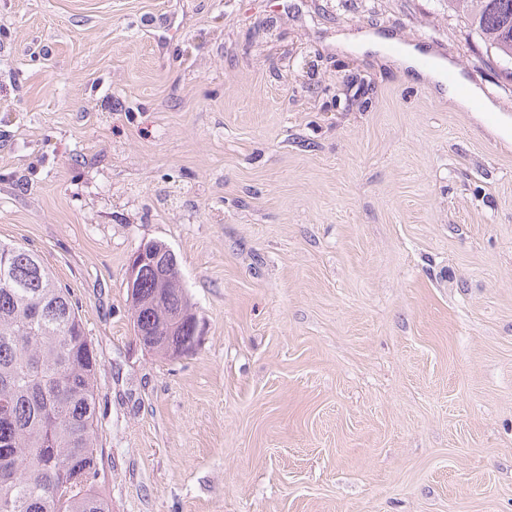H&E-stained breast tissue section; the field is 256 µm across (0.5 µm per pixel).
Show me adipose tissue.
<instances>
[{
	"label": "adipose tissue",
	"instance_id": "1",
	"mask_svg": "<svg viewBox=\"0 0 512 512\" xmlns=\"http://www.w3.org/2000/svg\"><path fill=\"white\" fill-rule=\"evenodd\" d=\"M402 69L422 82L441 85L449 101L466 110L495 111V104L486 98L481 89L456 75L455 67L446 59L428 57L423 48L413 44L402 46L397 57Z\"/></svg>",
	"mask_w": 512,
	"mask_h": 512
}]
</instances>
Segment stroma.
I'll return each mask as SVG.
<instances>
[{"instance_id":"stroma-1","label":"stroma","mask_w":512,"mask_h":512,"mask_svg":"<svg viewBox=\"0 0 512 512\" xmlns=\"http://www.w3.org/2000/svg\"><path fill=\"white\" fill-rule=\"evenodd\" d=\"M374 30L451 60L462 112ZM512 79L448 0H0V241L99 359L112 512H512ZM176 254L201 330H133ZM159 243L154 242H146L139 246V248L133 253L130 262L128 264L127 273H126V283H129L130 288L132 287V283L136 278L140 266L147 260V255L152 254V259H158V256H155L156 246L165 247V243L161 241H157ZM156 244V246H154Z\"/></svg>"}]
</instances>
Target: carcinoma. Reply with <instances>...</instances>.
Instances as JSON below:
<instances>
[{"mask_svg": "<svg viewBox=\"0 0 512 512\" xmlns=\"http://www.w3.org/2000/svg\"><path fill=\"white\" fill-rule=\"evenodd\" d=\"M500 59L512 60V0H448ZM0 512H111L95 490L97 358L68 289L36 251L0 242ZM141 267L131 302L135 333L163 335L193 308L179 263L161 301Z\"/></svg>", "mask_w": 512, "mask_h": 512, "instance_id": "carcinoma-1", "label": "carcinoma"}]
</instances>
